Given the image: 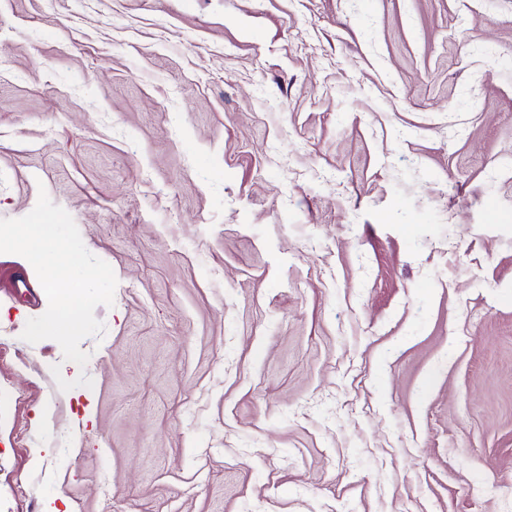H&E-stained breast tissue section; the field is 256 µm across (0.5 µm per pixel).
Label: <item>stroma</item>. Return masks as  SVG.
<instances>
[{"label":"stroma","instance_id":"obj_1","mask_svg":"<svg viewBox=\"0 0 512 512\" xmlns=\"http://www.w3.org/2000/svg\"><path fill=\"white\" fill-rule=\"evenodd\" d=\"M113 269L87 396L0 253V512H512V0H0V218Z\"/></svg>","mask_w":512,"mask_h":512}]
</instances>
